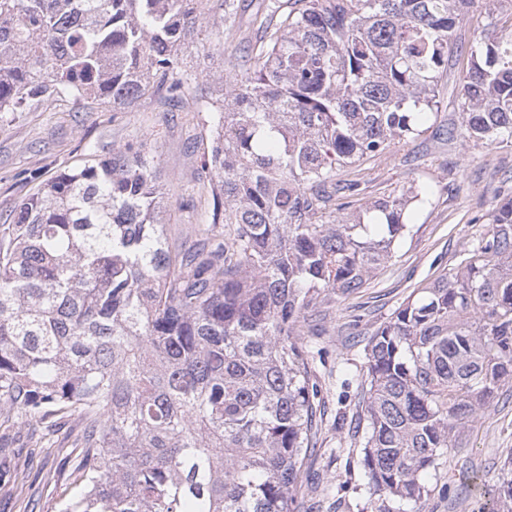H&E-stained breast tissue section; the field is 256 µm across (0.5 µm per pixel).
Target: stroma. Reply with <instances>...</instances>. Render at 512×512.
Here are the masks:
<instances>
[{
  "label": "stroma",
  "instance_id": "obj_1",
  "mask_svg": "<svg viewBox=\"0 0 512 512\" xmlns=\"http://www.w3.org/2000/svg\"><path fill=\"white\" fill-rule=\"evenodd\" d=\"M180 70L192 84L201 85L210 72L235 74L237 53L224 43L220 27H212L183 50ZM458 75V67L449 68L440 108L421 136L343 172L344 178L360 180L361 199L395 193L412 180L426 192L427 201L414 210L411 235L385 267L357 293L331 303L302 325L301 340L324 415L305 466L297 512H378L367 488L363 450L367 341L413 290L457 267L464 248L484 231L495 198L512 195L511 145L440 137L443 128L461 121ZM210 119L207 112L161 111L153 99L122 112L108 106L88 110L75 101L0 112V216L10 217L34 187L82 163L88 147L105 153L133 143L141 145L161 176L170 242L195 241L200 227L223 238V224L212 221L206 181L196 174L210 146ZM511 460L512 388L507 386L467 427L461 448L426 474L430 494L423 505L403 502L400 512H497ZM67 469L64 452L55 448H26L18 456L5 449L0 454V512H23L27 496L36 500V512H54L56 495L44 488L42 478Z\"/></svg>",
  "mask_w": 512,
  "mask_h": 512
}]
</instances>
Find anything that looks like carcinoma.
<instances>
[{
  "mask_svg": "<svg viewBox=\"0 0 512 512\" xmlns=\"http://www.w3.org/2000/svg\"><path fill=\"white\" fill-rule=\"evenodd\" d=\"M0 0V112L71 98L127 109L187 99L178 52L216 23L248 46L202 169L224 241L181 250L156 167L132 145L66 167L0 224V438L67 426L56 512H294L318 390L306 314L351 294L410 232L414 183L331 210L336 171L423 133L459 78L460 135L512 143V0ZM364 464L390 512L512 382V197L451 272L366 347ZM485 15L480 13V10L470 11L464 21L459 25L458 35L461 38L462 42L465 44H471L474 36L479 33L483 26L486 24L487 20L484 17Z\"/></svg>",
  "mask_w": 512,
  "mask_h": 512,
  "instance_id": "1",
  "label": "carcinoma"
}]
</instances>
